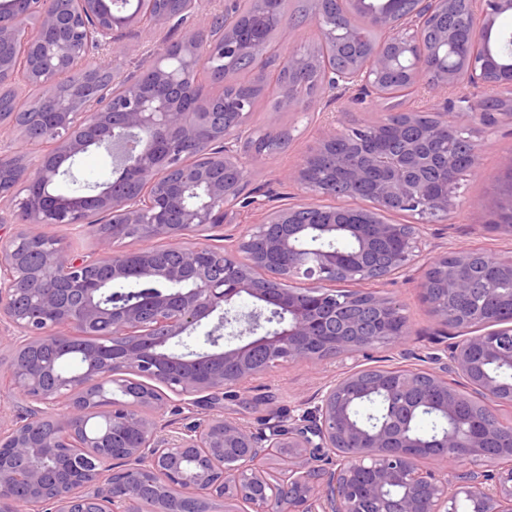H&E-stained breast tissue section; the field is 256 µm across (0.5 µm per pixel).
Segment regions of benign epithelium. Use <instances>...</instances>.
<instances>
[{
    "mask_svg": "<svg viewBox=\"0 0 512 512\" xmlns=\"http://www.w3.org/2000/svg\"><path fill=\"white\" fill-rule=\"evenodd\" d=\"M247 22H224L207 0H179L181 15L193 20L181 40L185 60L163 43L142 59L150 80L123 75L112 90L95 92L88 73L106 69L94 51L138 56L140 45L122 30L138 18L122 14L115 0H3L0 3V85L17 77L42 89L30 103L31 120L19 137L0 144V200L11 204L22 229L0 243V324L12 328L14 353L9 379L28 403V414L0 416V512H139L144 487L154 491L151 512H174L170 504L191 498L209 505L219 496L232 512H366L368 501L388 504L385 512H512V428L496 424L464 431L457 424L460 382L484 398L512 404V326L485 320L460 302L473 293L478 253H433L425 225L456 206L457 184H432L439 171L453 172L458 154L438 146L443 126L457 128L456 110L490 126L512 119V100L494 107L502 89L484 65L498 17L512 0H346L351 26L338 35L321 28L315 58L319 96L372 90L396 98L427 87L437 93L460 87L459 107L445 109L438 124H421L417 137L397 146L382 144L386 122L360 128L329 124L325 149L338 137L349 140L352 156L333 166L346 186L367 197L368 208L327 206L315 198L331 194L306 181L301 163L288 180L307 187L312 200L301 207L266 211L248 234L222 248L187 245L183 239L218 224H235L241 210L257 204L242 196L247 178L244 143L249 140L246 100L203 99L194 73L210 62L223 77L224 59L255 57L268 45L263 0ZM374 21L371 46L357 47L355 17ZM466 26L468 43L454 63L440 49L457 42ZM436 29L434 42L422 37ZM412 45L404 82L389 88L382 76ZM352 52L341 66L330 58ZM114 159L112 181L94 185L93 195L63 194L59 181L91 149ZM37 163H29L33 154ZM404 211L410 224H393L383 214ZM112 226L99 234L97 248L78 254L47 232L54 224L83 225L91 213ZM134 236V251L117 243ZM259 237L260 250L251 247ZM344 238L352 249L320 248L307 254V237ZM167 245L159 247L158 242ZM249 252L244 263L240 254ZM382 261H373L376 254ZM423 270L418 281L437 326L448 327V309L472 335L447 343L433 357L437 367L393 369L397 397L371 424L355 414L354 400L389 399L388 388L367 370L353 368L325 384L313 406L292 416L288 427L256 431L222 415H207L174 442L158 435L156 417L171 396L194 397L202 408L212 395L235 388L283 362L319 365L351 358L380 344L401 342L406 321L388 296L368 282ZM338 282L355 289L342 295ZM129 283L163 284L165 291L127 300L111 290ZM247 295L249 312L236 310ZM217 318L208 331L211 345L177 353L172 345ZM251 340L220 345L226 326ZM122 337L118 344L81 345L96 327ZM51 350L60 358L76 354L83 369L58 377L35 358ZM107 383L116 396L95 405ZM432 410L448 426L432 436L413 432L411 422ZM98 415L108 423L91 435L87 423ZM504 452L487 467L488 449ZM413 448H459L460 455L423 457ZM288 452L295 464L278 475L265 461ZM430 461L424 467L421 459Z\"/></svg>",
    "mask_w": 512,
    "mask_h": 512,
    "instance_id": "benign-epithelium-1",
    "label": "benign epithelium"
}]
</instances>
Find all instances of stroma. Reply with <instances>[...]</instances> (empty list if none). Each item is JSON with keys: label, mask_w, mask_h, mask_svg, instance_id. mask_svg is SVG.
<instances>
[{"label": "stroma", "mask_w": 512, "mask_h": 512, "mask_svg": "<svg viewBox=\"0 0 512 512\" xmlns=\"http://www.w3.org/2000/svg\"><path fill=\"white\" fill-rule=\"evenodd\" d=\"M276 94L266 89L256 112L250 119L254 135L266 132L269 126L289 131L287 147L273 152L267 159L250 165L246 191L259 190L270 197L274 206H298L308 200L307 189L284 180L289 168L316 151L325 124L342 121L347 126L365 125L389 118L390 101L373 96L359 97L350 91L331 104L319 97L304 98L298 109L276 111ZM458 123L467 136L480 145V166L464 171L458 178L459 197L456 208L447 219L429 225L428 237L436 253L478 250L491 254L512 252V237L497 229L493 200L499 199L503 188V164L512 155V120L503 118L492 127L480 124L468 113H461ZM73 182L63 185V192L83 189L112 178V159L104 151L86 153L73 168ZM373 289L395 299L408 320V335L399 344L380 345L361 358L362 368H392L406 365L407 353L420 355L436 351V324L423 302L417 281L413 278H388L373 282ZM352 360H331L311 367L300 363H284L248 380L231 395L221 397L212 405V412L246 422L254 429L263 428L268 416L287 411L309 401L322 385L348 371Z\"/></svg>", "instance_id": "1"}]
</instances>
